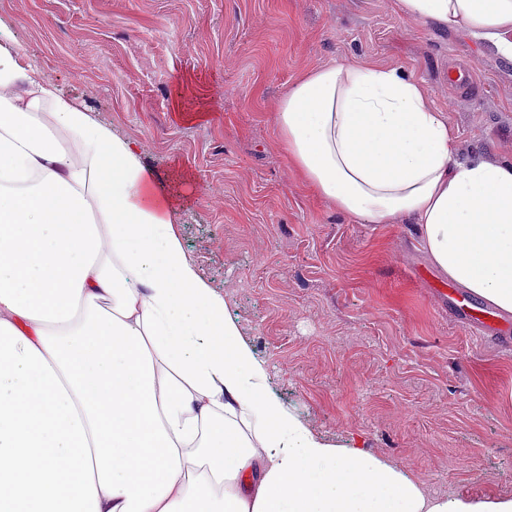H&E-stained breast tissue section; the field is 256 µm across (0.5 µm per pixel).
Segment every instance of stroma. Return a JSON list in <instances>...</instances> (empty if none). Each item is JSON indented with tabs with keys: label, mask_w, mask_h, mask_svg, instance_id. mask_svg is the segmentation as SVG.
<instances>
[{
	"label": "stroma",
	"mask_w": 512,
	"mask_h": 512,
	"mask_svg": "<svg viewBox=\"0 0 512 512\" xmlns=\"http://www.w3.org/2000/svg\"><path fill=\"white\" fill-rule=\"evenodd\" d=\"M0 17L179 195L176 235L289 411L431 493L512 495V348L453 316L412 225L354 223L305 188L273 120L302 70L368 58L429 90L458 158L512 159L511 62L393 0H0ZM458 67L477 97L449 85ZM185 87L207 121L173 112Z\"/></svg>",
	"instance_id": "stroma-1"
}]
</instances>
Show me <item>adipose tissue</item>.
I'll use <instances>...</instances> for the list:
<instances>
[{"mask_svg": "<svg viewBox=\"0 0 512 512\" xmlns=\"http://www.w3.org/2000/svg\"><path fill=\"white\" fill-rule=\"evenodd\" d=\"M394 9L512 62V0ZM274 121L319 198L415 225L443 276L512 315V160L457 159L422 83L337 61L297 78ZM181 206L0 19V512H512L305 426L181 246Z\"/></svg>", "mask_w": 512, "mask_h": 512, "instance_id": "ef3b65f1", "label": "adipose tissue"}]
</instances>
